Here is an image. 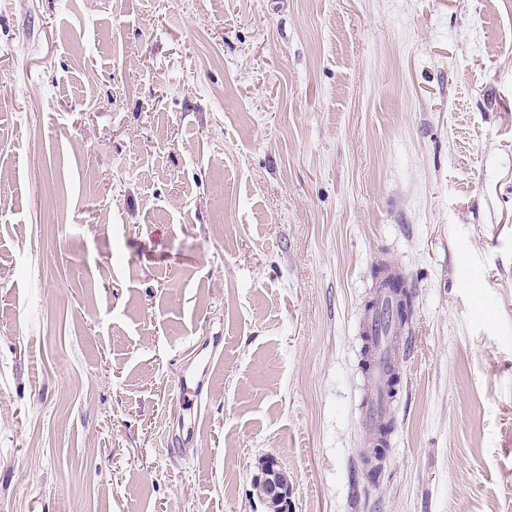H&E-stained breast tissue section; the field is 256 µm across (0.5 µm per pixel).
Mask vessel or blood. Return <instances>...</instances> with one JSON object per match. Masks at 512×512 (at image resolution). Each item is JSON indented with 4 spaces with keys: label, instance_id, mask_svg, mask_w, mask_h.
Here are the masks:
<instances>
[{
    "label": "vessel or blood",
    "instance_id": "b4317fda",
    "mask_svg": "<svg viewBox=\"0 0 512 512\" xmlns=\"http://www.w3.org/2000/svg\"><path fill=\"white\" fill-rule=\"evenodd\" d=\"M394 304L390 289L377 288L374 310L366 324V333L371 338L367 354L371 389L362 427L372 440L377 439L384 427L389 406V374L397 361L396 349L391 344V334L397 326L386 321L388 311Z\"/></svg>",
    "mask_w": 512,
    "mask_h": 512
}]
</instances>
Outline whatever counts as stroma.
Listing matches in <instances>:
<instances>
[{
  "label": "stroma",
  "mask_w": 512,
  "mask_h": 512,
  "mask_svg": "<svg viewBox=\"0 0 512 512\" xmlns=\"http://www.w3.org/2000/svg\"><path fill=\"white\" fill-rule=\"evenodd\" d=\"M270 455L292 512H512V0H0V512H266ZM389 288L376 286V301L374 310L366 323V334L372 336L367 354V369L370 380L369 400L366 412L362 420V427L374 443L381 433L385 423L389 406L390 389L388 386L389 373L396 364V349L391 344V337L397 331V323L389 322L388 329L384 332L379 325L388 317V311L395 305L393 292L400 296L396 310V319L399 323L407 320L411 311V294L402 278L386 280ZM282 469L274 456H268L261 464L259 474L255 477L256 484L264 493L258 494L265 507H273L274 512H288L291 508L288 485L281 482Z\"/></svg>",
  "instance_id": "35a3bbf8"
}]
</instances>
